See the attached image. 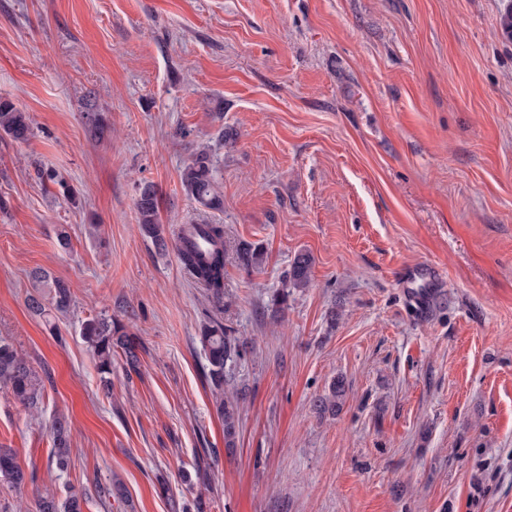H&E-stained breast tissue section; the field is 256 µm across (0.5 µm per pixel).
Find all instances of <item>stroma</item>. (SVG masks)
I'll return each instance as SVG.
<instances>
[{
  "label": "stroma",
  "mask_w": 512,
  "mask_h": 512,
  "mask_svg": "<svg viewBox=\"0 0 512 512\" xmlns=\"http://www.w3.org/2000/svg\"><path fill=\"white\" fill-rule=\"evenodd\" d=\"M504 0H0V97L34 134L0 139V338L44 381L30 410L0 389V445L22 490L118 479L85 512H512V41ZM98 134H91V127ZM210 156L224 208L185 193ZM164 229L223 225L217 309L138 227L143 184ZM101 237H94V225ZM67 227L71 245L56 233ZM262 246L260 267L239 265ZM312 281L287 288L295 254ZM439 274L414 302L405 270ZM67 282L32 315L30 274ZM138 336V371L104 391L87 317ZM250 347L234 454L199 331ZM336 418L312 410L334 377ZM71 465L49 462L54 417ZM211 449V486L189 485ZM31 278L37 284L36 288H48L47 293L36 292L27 298V308L33 315L44 317L48 314L46 300L56 311L66 312L69 309L72 293L67 282L52 277L48 271L42 269H35ZM0 480L13 488H21L25 484L26 474L11 448L0 446Z\"/></svg>",
  "instance_id": "1"
}]
</instances>
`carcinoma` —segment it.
Segmentation results:
<instances>
[{
	"label": "carcinoma",
	"mask_w": 512,
	"mask_h": 512,
	"mask_svg": "<svg viewBox=\"0 0 512 512\" xmlns=\"http://www.w3.org/2000/svg\"><path fill=\"white\" fill-rule=\"evenodd\" d=\"M0 135L18 143L27 142L32 135V122L29 113L16 107L7 99L0 98ZM181 183L187 195L201 207L219 210L223 200L216 185L212 164L205 153L196 155L182 170ZM138 228L149 237L160 250L168 249V240L172 239L179 260L195 282L203 285L216 303H224V226L221 224H202L205 247H200L191 239L185 238L186 225L181 224L166 237L158 220L157 193L153 185L141 187L136 200ZM238 262L245 268H254L263 261V249L259 246L245 245L237 255ZM313 262L306 252L295 255L288 271V282L294 288H306L312 277ZM37 287L47 292L31 294L27 298V308L35 316L46 315V305L59 312L69 309L72 301L71 289L67 282L55 278L46 270L36 269L31 274ZM81 336L96 361L101 374V383L108 388L112 385V359L122 354L127 367L138 370L139 342L136 335L118 320L107 317H91L81 326ZM207 365L206 376L218 389H224V383L231 377L230 367L246 352L247 342L231 335V329L224 326L218 318H212L202 325L199 334ZM0 388L5 389L28 408H35L43 398L42 378L29 366L26 359L6 339L0 338ZM346 393V381L342 377L334 379L328 393L313 401V409L320 416H334L340 410ZM240 399L238 396L222 397L217 401V412L224 419L225 448L235 446L239 426ZM53 454L51 462L64 471L70 462L72 428L69 418L57 415L52 423ZM0 480L13 488L25 484L26 474L18 462L15 452L0 446ZM88 501L87 490L70 487L62 501L56 495L46 491L34 501V512H84Z\"/></svg>",
	"instance_id": "cac0c4a2"
}]
</instances>
